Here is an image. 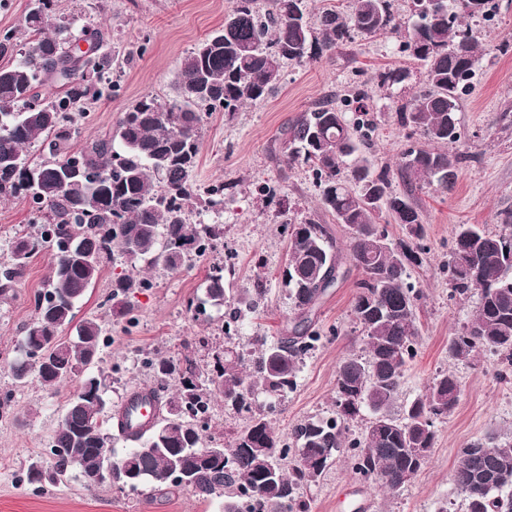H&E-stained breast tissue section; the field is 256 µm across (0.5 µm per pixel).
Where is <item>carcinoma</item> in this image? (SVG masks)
<instances>
[{
  "mask_svg": "<svg viewBox=\"0 0 512 512\" xmlns=\"http://www.w3.org/2000/svg\"><path fill=\"white\" fill-rule=\"evenodd\" d=\"M24 18L28 47L8 66H0V198L21 197L45 213L39 225L15 236L10 264L0 275V299L13 296L12 283L31 259L49 255L47 298H37L35 316L25 327L10 366L17 382L30 375L46 386L76 382L66 417L50 447L66 448L72 461L55 460L53 470L77 469L88 489L114 480L132 489L171 484L182 473L203 499L224 498L223 512H307L300 492L315 483L338 454L346 455L363 480L394 494L422 469L419 452H431L434 423L454 410L461 393L457 375L440 372L427 391L393 415L389 407L415 355L419 330L415 310L420 291L408 282V266L422 263L424 228L411 201L417 191L449 190L454 164L446 147L460 139L457 112L471 91L480 56L487 51L477 32L462 19L497 12L494 0H457L458 11H422L411 0L408 21L396 18L391 0H353L343 12L325 7L318 27L308 17V0H272L262 13L257 0H234L224 27L200 42L182 60L176 95L166 101L146 95L122 113L116 133L77 151L69 142L80 134L73 119L82 101L103 95L102 60L72 61L65 44L73 39L100 41L99 32L54 21V0ZM389 34L400 52L420 65L427 86L406 107L395 110L397 123L418 135L397 165L376 167L367 153L374 115L367 105L372 89L353 87L344 101L355 104L354 117L330 99L302 113L283 132L288 159L309 166L320 188L321 206L345 226L349 256L360 272L353 313L361 328L365 354H351L336 372L334 415L308 418L291 434L297 457L288 462L286 439L272 426L258 397L279 399L293 390L303 360L323 336L311 315L328 289L344 276V256L329 228L312 220L288 226V262L283 284L296 322L290 334L273 342L256 340L247 351L236 338L243 321L237 312L224 320V352L205 366L181 360L146 359L154 381H176V393L162 404L159 419L145 432L124 434L114 414L106 415L103 373H85L107 344L95 319L74 323L75 308L102 278L106 263L120 256L127 267L112 277L110 300L125 312L129 299L145 290V268L180 270L192 257L217 248V224H193L188 213L195 196L193 171L200 152V131L210 112L232 115L243 105L267 99L285 63L316 61L357 36ZM61 92L40 101L39 88ZM47 144L49 155L26 147ZM399 179L407 192L394 191ZM206 207L224 208V184L207 189ZM404 226L413 243L389 237L385 216ZM448 296L478 291V304L461 331L448 341V357L473 360L499 356L512 364V231L493 233L476 224H457L446 264ZM207 301L230 306L224 267L214 265L206 278ZM76 338L66 340L65 329ZM45 352L38 366L29 350ZM223 400L224 410L248 414V423L225 442L224 454L203 452L201 413ZM371 412L363 431L350 434L349 422ZM130 447L118 455L114 442ZM111 449L116 473L100 474L99 449ZM466 512H512V438L490 432L461 449L452 472Z\"/></svg>",
  "mask_w": 512,
  "mask_h": 512,
  "instance_id": "carcinoma-1",
  "label": "carcinoma"
}]
</instances>
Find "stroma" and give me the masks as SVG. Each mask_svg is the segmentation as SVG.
Instances as JSON below:
<instances>
[{"mask_svg": "<svg viewBox=\"0 0 512 512\" xmlns=\"http://www.w3.org/2000/svg\"><path fill=\"white\" fill-rule=\"evenodd\" d=\"M499 3L493 18L471 21L490 49L459 107L461 137L448 147L456 160V183L448 192L426 189L414 194L427 252L422 264L410 266L408 273L423 297L416 308L417 354L395 405L403 407L421 395L445 369L461 381L459 401L448 418L436 421L434 447L419 475L401 491L383 494L376 483L355 476L340 457L304 489L310 512H437L443 503L450 512H465L451 480L461 448L493 428L512 432V375L500 378V365L494 360L457 361L448 356V341L467 321L476 300L449 299L444 269L454 225L480 224L498 233L505 229L506 216H512V49H499L502 42L512 41V0ZM30 5L31 0H0V35H13L0 53V66L17 57ZM232 6L233 0H102L92 9L88 0H54L56 17L72 18L77 25L101 32L105 70L117 75L120 85L116 95L82 104V135L72 141V149L112 134L122 113L141 97H174L183 58L223 27ZM400 68L409 69L408 80L377 86L379 72ZM361 83L371 86L376 109L372 153L378 164L394 163L413 139L411 129L395 121V110L424 89L425 78L416 63L399 52L396 41L383 35L354 38L316 62L286 64L267 100L244 106L231 117L220 112L206 115L194 191L201 195L211 185L225 184L224 210L214 213L198 203L190 219L220 226L218 250L192 258L175 273L152 271L156 287L136 295L122 316L109 312V280L123 270L120 260L110 261L103 279L76 310L77 319L98 318L110 339L99 361L107 374L108 402L119 405L132 387L152 386L151 375L141 365L144 353L187 355L203 364L223 347V310L208 307L206 316L197 319L190 309L204 297L206 275L214 264L233 268L234 277L226 281L230 294L251 287L255 279L264 282L266 293L257 310L245 302L240 305L242 342L257 336L274 339L291 329L295 314L282 283L289 225L310 219L328 225L341 248L347 245L348 233L321 207L310 167L289 162L281 131L329 95ZM263 183L279 187L277 199L257 194ZM31 218L27 200H0V271L7 265L14 237ZM48 273L47 255H36L18 279L14 297L0 301V393L11 395L8 406L0 410V512H221L222 498L205 501L185 487L145 485L120 492L105 485L91 491L74 469L39 489L19 481V472L29 462L52 470L50 437L75 388L71 382L48 388L34 377L19 384L9 372ZM358 278V271L349 269L316 311V326L325 340L305 358L296 388L276 402L272 422L281 434H289L304 419L333 414L336 367L348 353L362 348L353 314Z\"/></svg>", "mask_w": 512, "mask_h": 512, "instance_id": "35a3bbf8", "label": "stroma"}]
</instances>
